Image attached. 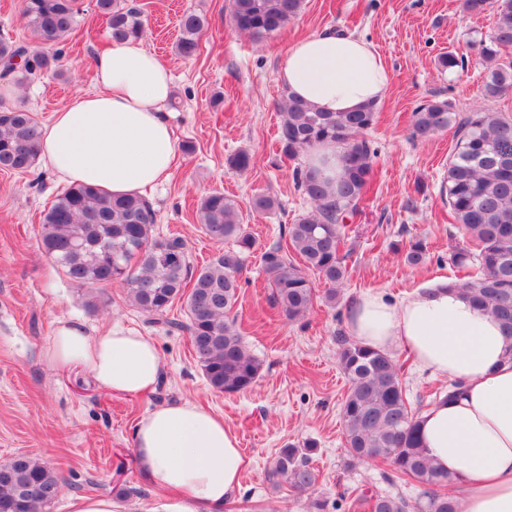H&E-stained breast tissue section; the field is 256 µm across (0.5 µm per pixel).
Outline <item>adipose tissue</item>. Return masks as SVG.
Segmentation results:
<instances>
[{
	"instance_id": "1",
	"label": "adipose tissue",
	"mask_w": 512,
	"mask_h": 512,
	"mask_svg": "<svg viewBox=\"0 0 512 512\" xmlns=\"http://www.w3.org/2000/svg\"><path fill=\"white\" fill-rule=\"evenodd\" d=\"M278 81L322 112H354L380 101L391 82L364 39L326 29L288 46ZM94 89L53 113L40 159L60 179L138 195L168 180L178 146L166 104V66L141 42H112L96 54ZM351 336L382 351L406 350L436 377L461 382L460 397L436 400L418 418L420 444L457 489L461 512H512V364L499 323L439 282L394 302L366 293L347 318ZM44 354L55 367L84 366L102 390L153 392L164 362L155 341L112 327L90 335L62 320ZM137 464L171 491L164 512H224L241 488L245 458L222 416L190 401L163 404L135 423Z\"/></svg>"
}]
</instances>
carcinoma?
I'll list each match as a JSON object with an SVG mask.
<instances>
[{
  "instance_id": "carcinoma-1",
  "label": "carcinoma",
  "mask_w": 512,
  "mask_h": 512,
  "mask_svg": "<svg viewBox=\"0 0 512 512\" xmlns=\"http://www.w3.org/2000/svg\"><path fill=\"white\" fill-rule=\"evenodd\" d=\"M304 0H231L229 22L253 39L270 37L296 18ZM95 12L114 42L139 39L144 33L142 7L123 0H95ZM464 12L493 14L486 35L471 40L483 66L481 94L497 99L512 92V61L502 51L512 47V0H461ZM82 0H22L21 17L37 45L0 38L3 78L22 86L33 75L57 71L60 43L83 19ZM208 27L205 15L184 13L175 50L193 57ZM23 55L26 65L10 61ZM466 56L452 51L438 59L450 73L466 67ZM277 139L283 156L296 159L318 143L341 148L342 172L336 181L323 179L309 165L293 170V178L313 204L288 225L285 244L262 253L263 270L276 306L290 320L305 317L316 299L311 276L331 285L324 301L336 303L348 273L349 253L342 252L347 214L356 210L369 188L377 150L367 132L378 120L377 105L357 112H320L284 92ZM453 130L455 144L446 175L448 208L459 224L465 245L450 257L461 269L475 267L467 278L448 287L479 302L498 320L509 345L512 363V119L475 109L457 112L448 99L429 100L412 112V137L428 140ZM42 129L23 106L0 103V170L26 172L39 160ZM156 214L140 196H118L74 184L63 189L42 216L39 242L46 255L73 282L88 288L119 283L128 300L152 323L186 329L195 359L212 389L234 394L257 381L260 361L252 355L232 316L245 262L256 240L243 224L239 203L221 192L202 197L198 223L214 242H233L218 249L200 268L191 265L185 241L154 233ZM293 251L298 260L288 257ZM404 262L419 267L429 258L426 243L409 241ZM185 299L187 322L168 318L175 300ZM339 364L348 379L340 418L346 450L357 461L388 466L386 479L411 485L415 501L399 495L359 496L353 507L370 512H457L453 482L434 467L420 447L413 406L403 388L400 368L381 350L337 337ZM316 444H284L278 449L269 477L302 494L314 490L318 471L311 464ZM12 480L0 481V512H49L60 492V480L35 458L19 454L9 462ZM33 493L24 496L21 489Z\"/></svg>"
}]
</instances>
